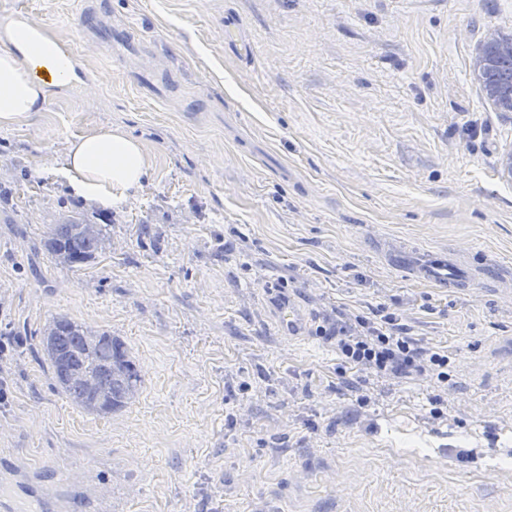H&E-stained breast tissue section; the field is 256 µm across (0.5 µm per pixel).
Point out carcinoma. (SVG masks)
I'll return each mask as SVG.
<instances>
[{"mask_svg": "<svg viewBox=\"0 0 512 512\" xmlns=\"http://www.w3.org/2000/svg\"><path fill=\"white\" fill-rule=\"evenodd\" d=\"M104 226L79 215L51 224L43 248L58 265L80 268L106 248ZM52 383L78 408L108 417L136 398L141 374L125 344L66 315L47 320L37 333Z\"/></svg>", "mask_w": 512, "mask_h": 512, "instance_id": "carcinoma-1", "label": "carcinoma"}]
</instances>
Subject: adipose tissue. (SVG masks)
<instances>
[{
	"instance_id": "adipose-tissue-1",
	"label": "adipose tissue",
	"mask_w": 512,
	"mask_h": 512,
	"mask_svg": "<svg viewBox=\"0 0 512 512\" xmlns=\"http://www.w3.org/2000/svg\"><path fill=\"white\" fill-rule=\"evenodd\" d=\"M87 83L85 68L51 29L21 12L0 21V127L42 111L52 92ZM149 169L141 142L108 128L72 141L61 174L74 196L109 209L124 203Z\"/></svg>"
}]
</instances>
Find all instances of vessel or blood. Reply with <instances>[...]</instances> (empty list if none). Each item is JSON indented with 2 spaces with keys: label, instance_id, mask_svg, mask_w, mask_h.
<instances>
[{
  "label": "vessel or blood",
  "instance_id": "1",
  "mask_svg": "<svg viewBox=\"0 0 512 512\" xmlns=\"http://www.w3.org/2000/svg\"><path fill=\"white\" fill-rule=\"evenodd\" d=\"M415 273L417 278L445 288L465 290L474 285L470 273L462 270L450 256L423 255ZM270 299L280 334L291 338L305 336L309 318L295 295L280 291L271 294ZM9 463L20 478L0 488V512H75L77 503L65 490L53 491L28 481L32 469L22 457H12Z\"/></svg>",
  "mask_w": 512,
  "mask_h": 512
}]
</instances>
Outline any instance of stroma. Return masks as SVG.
<instances>
[{
	"label": "stroma",
	"mask_w": 512,
	"mask_h": 512,
	"mask_svg": "<svg viewBox=\"0 0 512 512\" xmlns=\"http://www.w3.org/2000/svg\"><path fill=\"white\" fill-rule=\"evenodd\" d=\"M17 11L91 79L0 128V333L22 340L0 457L93 472L112 512H512V114L473 69L512 0H0ZM107 127L152 166L104 210L59 170ZM71 211L110 239L80 269L41 247ZM428 252L498 274L440 288L411 273ZM381 303L447 348V389L373 377L358 405L320 329ZM57 314L125 343L131 405L99 417L54 387L35 333ZM269 289L268 296L275 307L280 334L288 339L307 336L309 317L295 295L288 292L287 296L285 290Z\"/></svg>",
	"instance_id": "stroma-1"
}]
</instances>
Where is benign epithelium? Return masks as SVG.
Returning a JSON list of instances; mask_svg holds the SVG:
<instances>
[{
	"mask_svg": "<svg viewBox=\"0 0 512 512\" xmlns=\"http://www.w3.org/2000/svg\"><path fill=\"white\" fill-rule=\"evenodd\" d=\"M512 59V37L491 35L482 44L474 61L477 75H484L487 82L483 90L488 100L499 112H512V76L503 70L506 59Z\"/></svg>",
	"mask_w": 512,
	"mask_h": 512,
	"instance_id": "obj_1",
	"label": "benign epithelium"
}]
</instances>
